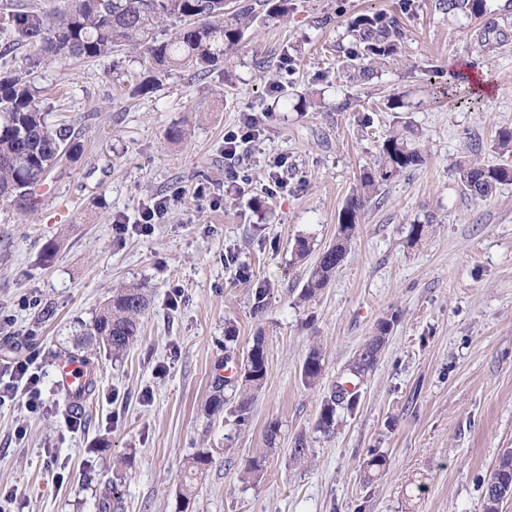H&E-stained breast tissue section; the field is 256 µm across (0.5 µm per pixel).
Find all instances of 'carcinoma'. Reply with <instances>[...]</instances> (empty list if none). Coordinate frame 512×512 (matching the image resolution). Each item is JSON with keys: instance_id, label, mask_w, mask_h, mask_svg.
Here are the masks:
<instances>
[{"instance_id": "carcinoma-1", "label": "carcinoma", "mask_w": 512, "mask_h": 512, "mask_svg": "<svg viewBox=\"0 0 512 512\" xmlns=\"http://www.w3.org/2000/svg\"><path fill=\"white\" fill-rule=\"evenodd\" d=\"M439 8L480 15L485 0H439ZM287 14L283 0H250L224 12V0H60L56 22L50 24L37 12L12 14L10 26L0 30L10 40L25 44L34 53L21 60L13 71L0 73V200L9 201L25 214L35 212L41 201L36 187L42 178L59 167L62 160L72 163L81 154V144L65 125L48 122L37 101L36 86L30 73L41 60L63 52L74 58L96 59L128 47L143 48L146 62L156 70L152 78L137 85L135 93H152L160 77L176 68H193L205 73L224 61L227 50L239 44L245 30L260 20L282 18ZM168 24L172 30L158 38L153 30ZM351 61L378 59L394 51L403 38L396 17L383 12L358 16L350 26ZM425 162L418 140L398 129L381 143L375 168L361 175V191L352 194L339 214L336 242L325 250L309 273L299 298L306 302L331 281L343 261L347 245L354 237L361 211L381 187L407 176ZM461 186L472 199L493 192L497 185L511 181L512 171L478 160L457 164ZM149 308L144 289L128 286L113 292L112 299L99 310L86 335L98 348L116 356L124 354L141 336L142 319ZM391 323L381 322L377 333L359 350L351 371L364 374L376 363ZM324 371L321 353L314 348L302 367L305 385H315ZM267 374L265 340L256 336L239 371L240 395L235 412L241 424L247 420L252 395L262 388ZM343 397L331 396L320 412L318 425L330 429L335 424L336 404ZM209 456L199 454L189 462L179 497L182 508L189 507L197 472L209 466ZM496 481L501 491L484 490L483 512H500L504 491L512 489V450L500 456L488 481Z\"/></svg>"}]
</instances>
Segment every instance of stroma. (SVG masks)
Wrapping results in <instances>:
<instances>
[{
	"mask_svg": "<svg viewBox=\"0 0 512 512\" xmlns=\"http://www.w3.org/2000/svg\"><path fill=\"white\" fill-rule=\"evenodd\" d=\"M288 7L247 30L222 64L173 70L147 96L132 94L146 69L132 51L60 54L35 69L50 121L72 127L83 152L52 173L34 214L0 202V370L36 350L43 399L34 414L0 406V496L11 494L12 512H101L108 491L111 512H178L200 452L211 463L188 512H483L486 480L512 448V181L475 200L456 164L512 169V153L494 148L512 130V0H486L478 18L437 0ZM379 11L396 15L403 40L348 67L350 19ZM452 59L480 60L495 92L442 97ZM247 112L262 114V130L240 149L249 184L229 193L224 133ZM397 122L425 164L368 202L328 286L299 302ZM176 125L185 136L172 142ZM277 160L288 185L271 197ZM161 199L165 214L142 229ZM417 220L431 227L414 245ZM301 236L311 251L297 263ZM122 285L150 296L142 335L120 357L99 353L94 393L68 406L55 367L89 350L85 325ZM32 296L39 306L23 307ZM386 318L375 365L353 380L354 355ZM257 336L267 377L243 427L235 390L213 410L214 381L239 369ZM314 347L324 372L310 389L302 365ZM351 380L355 408L337 406L334 428H319L325 400ZM298 439L308 450L299 461L289 454ZM374 453L386 466L371 475ZM256 455L263 471L246 479Z\"/></svg>",
	"mask_w": 512,
	"mask_h": 512,
	"instance_id": "stroma-1",
	"label": "stroma"
}]
</instances>
